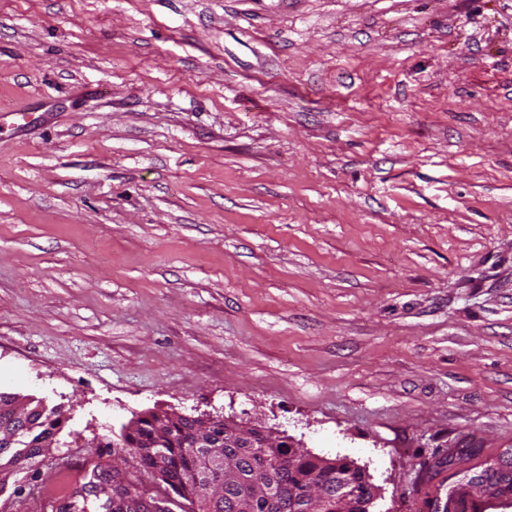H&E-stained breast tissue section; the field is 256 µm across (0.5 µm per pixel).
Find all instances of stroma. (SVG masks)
<instances>
[{
	"label": "stroma",
	"mask_w": 512,
	"mask_h": 512,
	"mask_svg": "<svg viewBox=\"0 0 512 512\" xmlns=\"http://www.w3.org/2000/svg\"><path fill=\"white\" fill-rule=\"evenodd\" d=\"M6 512L222 413L418 512L512 451V0H0ZM28 398V397H27ZM54 408L59 414L63 412V407L55 405ZM46 409L41 400L36 398H28V402L23 405V412L20 416H16L9 410L0 411V431L6 432L23 427L28 423V430L20 428L1 436L0 432V492L6 490L10 477L14 474L17 464L26 448H18L17 445L23 444L24 433L26 432L25 444L30 448L29 455L21 461L20 465H29L35 462L40 454V443L42 440L52 435L53 431H59L61 428V420L58 414L52 409ZM55 433L42 443L43 454L54 443ZM31 460V461H30Z\"/></svg>",
	"instance_id": "1"
}]
</instances>
